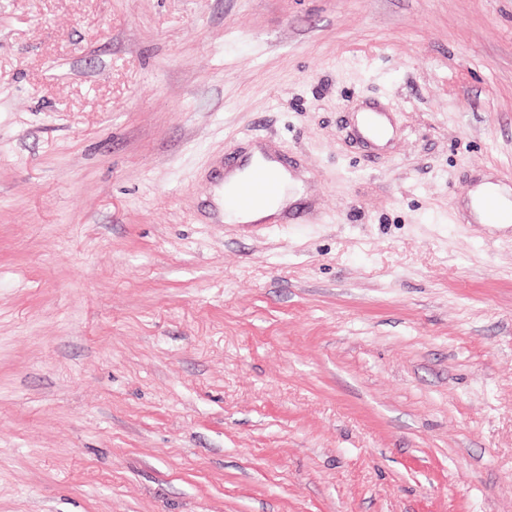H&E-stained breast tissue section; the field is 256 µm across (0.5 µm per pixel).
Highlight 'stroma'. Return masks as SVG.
<instances>
[{"instance_id":"stroma-1","label":"stroma","mask_w":512,"mask_h":512,"mask_svg":"<svg viewBox=\"0 0 512 512\" xmlns=\"http://www.w3.org/2000/svg\"><path fill=\"white\" fill-rule=\"evenodd\" d=\"M254 146L307 221L211 220ZM480 172L512 0H0V512H512Z\"/></svg>"}]
</instances>
